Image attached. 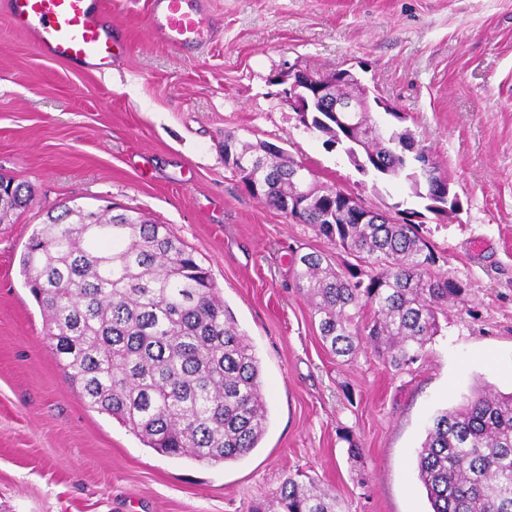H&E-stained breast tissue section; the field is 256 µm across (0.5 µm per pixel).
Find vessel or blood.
Here are the masks:
<instances>
[{"label": "vessel or blood", "instance_id": "1", "mask_svg": "<svg viewBox=\"0 0 512 512\" xmlns=\"http://www.w3.org/2000/svg\"><path fill=\"white\" fill-rule=\"evenodd\" d=\"M209 0H149L148 27L162 45L202 50L209 43L204 15ZM14 28L44 56L87 71L111 69L122 50L103 15L106 0H8Z\"/></svg>", "mask_w": 512, "mask_h": 512}]
</instances>
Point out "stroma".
Masks as SVG:
<instances>
[{
  "mask_svg": "<svg viewBox=\"0 0 512 512\" xmlns=\"http://www.w3.org/2000/svg\"><path fill=\"white\" fill-rule=\"evenodd\" d=\"M210 2L217 34L188 53L150 39L148 0H112L125 50L99 74L40 54L0 0V176L33 197L0 224V512H247L290 474L343 512H429L416 453L431 417L479 384L512 392V0ZM343 68L405 113L461 203L426 214L423 234L466 295L403 370L369 347L350 362L323 348L290 257L344 253L224 162L225 135L265 141L368 207L406 199L285 99L291 71ZM70 201L168 225L208 269L262 368L269 425L246 457L160 454L66 379L20 261Z\"/></svg>",
  "mask_w": 512,
  "mask_h": 512,
  "instance_id": "1",
  "label": "stroma"
}]
</instances>
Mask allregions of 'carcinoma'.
<instances>
[{
	"label": "carcinoma",
	"instance_id": "cac0c4a2",
	"mask_svg": "<svg viewBox=\"0 0 512 512\" xmlns=\"http://www.w3.org/2000/svg\"><path fill=\"white\" fill-rule=\"evenodd\" d=\"M371 134L370 112H312L326 143H339L358 164L382 161L376 177H402L425 210L455 211L443 200L447 176L415 175L429 159L404 116L392 114ZM243 181L264 183L262 200L281 211L298 192L290 180L301 163L277 146L224 136ZM308 175L306 206L295 222L365 263L346 269L320 253L296 255L292 277L318 319L323 346L354 359L366 346L396 369L416 363L463 301L464 286L433 270L436 257L421 225L351 212L340 190ZM30 202L22 182L0 191V223ZM21 256L26 284L45 319L59 363L89 407L112 416L143 444L207 465L237 461L259 446L269 412L253 346L224 306L208 270L165 224L127 213L109 215L75 204L48 217ZM418 479L431 512H512V394L477 385L463 402L432 418L417 452ZM249 512H341L335 493L289 475L268 507Z\"/></svg>",
	"mask_w": 512,
	"mask_h": 512
}]
</instances>
